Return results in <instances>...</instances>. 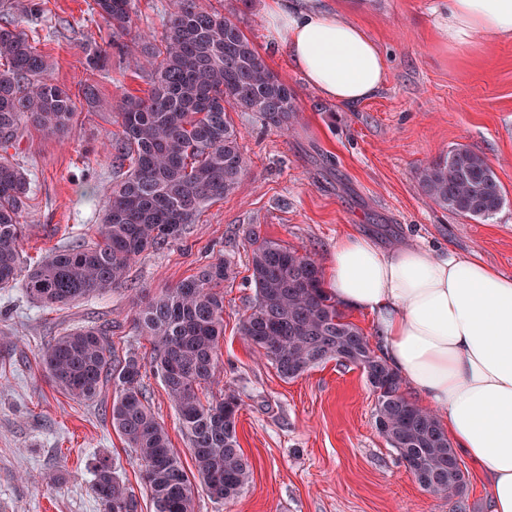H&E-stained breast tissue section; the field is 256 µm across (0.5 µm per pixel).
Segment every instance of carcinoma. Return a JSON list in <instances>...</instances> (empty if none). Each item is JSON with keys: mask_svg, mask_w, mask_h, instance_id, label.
<instances>
[{"mask_svg": "<svg viewBox=\"0 0 512 512\" xmlns=\"http://www.w3.org/2000/svg\"><path fill=\"white\" fill-rule=\"evenodd\" d=\"M95 5L112 35L129 34L132 0ZM141 54L152 88L147 99L127 97L116 106L122 136L112 143L113 158L127 171L109 191L99 239L58 249L27 267L19 246L30 182L4 153L24 123L67 134L74 103L46 77L45 57L28 34L12 21L0 22V288L19 284L40 303L65 306L121 287L136 257L182 237L243 176L241 133L227 108L254 112L281 127L297 112L293 89L243 30L196 0H174L162 48L144 47ZM419 185L435 205L469 218L492 217L504 200L490 165L467 148L424 167ZM247 244L254 298L240 326L243 339L285 380L346 356L344 363L360 368L371 388L381 391L378 432L390 443L407 439L397 454L420 486L450 500L461 497L467 478L453 467L457 456L435 414L405 397L399 375L323 288L316 262L254 230ZM234 280L232 261L221 258L140 306L133 317L135 330L153 344L151 368L189 441L191 471L146 399L145 365L137 356L116 358L108 336L95 327L67 332L43 349L44 369L57 391L96 401L112 386V428L141 461L152 512H193V474L216 500L237 498L249 481L250 464L236 435L240 400L232 393L206 403L200 397L218 368L224 284ZM94 493L103 512H138L133 491L106 464L96 468Z\"/></svg>", "mask_w": 512, "mask_h": 512, "instance_id": "cac0c4a2", "label": "carcinoma"}]
</instances>
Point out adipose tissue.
I'll return each instance as SVG.
<instances>
[{"instance_id": "adipose-tissue-1", "label": "adipose tissue", "mask_w": 512, "mask_h": 512, "mask_svg": "<svg viewBox=\"0 0 512 512\" xmlns=\"http://www.w3.org/2000/svg\"><path fill=\"white\" fill-rule=\"evenodd\" d=\"M265 19L276 50L326 99L350 106L382 87L384 55L349 20L299 0H267ZM434 24L452 49L480 35L511 40L512 0H448ZM326 284L338 306L374 316L383 360L486 475L489 512H512V277L472 257L349 233Z\"/></svg>"}]
</instances>
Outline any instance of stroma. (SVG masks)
<instances>
[{"label": "stroma", "mask_w": 512, "mask_h": 512, "mask_svg": "<svg viewBox=\"0 0 512 512\" xmlns=\"http://www.w3.org/2000/svg\"><path fill=\"white\" fill-rule=\"evenodd\" d=\"M236 22L270 68L296 94L290 129L252 112L229 111L241 133L247 169L233 192L205 207L181 240L148 251L126 284L65 308L32 300L23 288L0 289V512H101L95 468L116 467L138 512H152L140 462L113 430L110 406L57 391L41 352L82 326L107 329L118 357L149 362L153 345L137 335L138 306L224 257L236 272L224 289V338L215 382L204 398L241 400L238 443L252 472L241 495L212 499L196 485L194 512H454L424 490L375 425L376 396L362 371L331 360L285 380L240 336L254 295L245 233L310 255L328 272L337 240L357 231L383 246L421 244L476 257L512 277V41L482 36L452 50L434 28L446 0H307L363 27L382 49L386 80L357 105L330 104L272 46L263 0H198ZM45 24H25L51 64L53 83L73 95L65 136L26 124L12 151L31 192L22 213L25 264L97 236L112 183L122 172L109 144L121 137L113 105L147 98L152 79L139 52L112 48V31L93 0H41ZM172 0H133L124 43L159 44ZM108 49L105 70L85 64L84 49ZM481 155L504 192L486 220L444 210L421 191L420 170L457 147ZM146 396L184 465L189 445L160 379L144 378Z\"/></svg>", "instance_id": "35a3bbf8"}]
</instances>
